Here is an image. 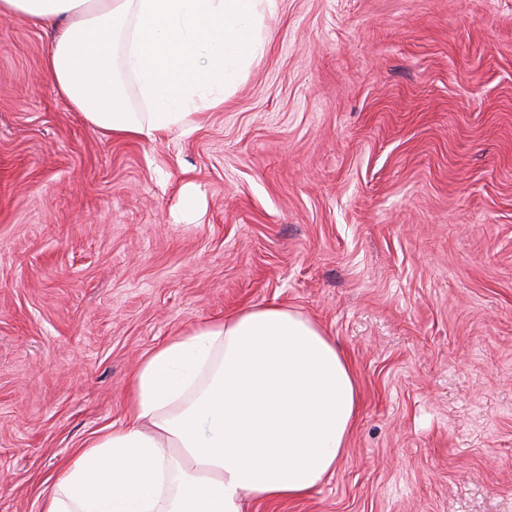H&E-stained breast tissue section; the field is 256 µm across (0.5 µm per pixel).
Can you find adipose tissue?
Returning a JSON list of instances; mask_svg holds the SVG:
<instances>
[{
    "instance_id": "adipose-tissue-1",
    "label": "adipose tissue",
    "mask_w": 512,
    "mask_h": 512,
    "mask_svg": "<svg viewBox=\"0 0 512 512\" xmlns=\"http://www.w3.org/2000/svg\"><path fill=\"white\" fill-rule=\"evenodd\" d=\"M277 0H0L60 27L45 59L96 128L154 139L189 126L200 85L233 81L228 56L262 55ZM146 111H130L124 80ZM129 415L57 471L41 512H243L245 499L311 493L341 459L357 409L349 364L313 319L239 311L157 347L135 369Z\"/></svg>"
}]
</instances>
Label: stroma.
Segmentation results:
<instances>
[{"instance_id": "1", "label": "stroma", "mask_w": 512, "mask_h": 512, "mask_svg": "<svg viewBox=\"0 0 512 512\" xmlns=\"http://www.w3.org/2000/svg\"><path fill=\"white\" fill-rule=\"evenodd\" d=\"M262 27L152 141L91 125L54 29L0 16V512H40L156 346L262 305L335 338L359 406L314 491L246 512H512V0Z\"/></svg>"}]
</instances>
